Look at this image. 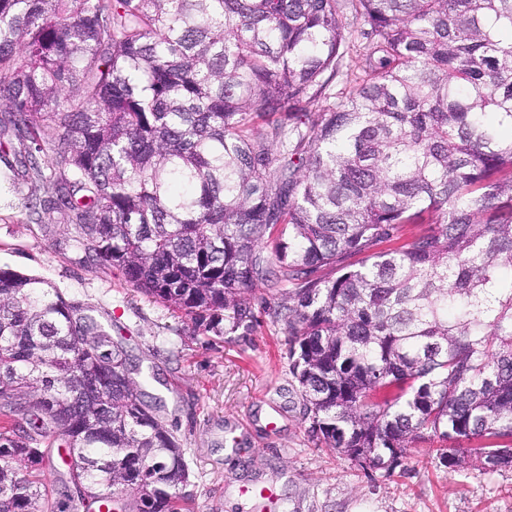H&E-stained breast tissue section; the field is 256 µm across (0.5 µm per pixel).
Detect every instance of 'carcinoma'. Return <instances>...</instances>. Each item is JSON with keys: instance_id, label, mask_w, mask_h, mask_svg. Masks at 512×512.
Returning <instances> with one entry per match:
<instances>
[{"instance_id": "cac0c4a2", "label": "carcinoma", "mask_w": 512, "mask_h": 512, "mask_svg": "<svg viewBox=\"0 0 512 512\" xmlns=\"http://www.w3.org/2000/svg\"><path fill=\"white\" fill-rule=\"evenodd\" d=\"M343 2L0 0V132L71 247L204 331L249 335L277 286L324 447L512 468V0H350L356 32ZM152 379L95 309L0 267V512H186ZM58 448L60 453H58ZM48 451L49 461L46 460L42 478L48 485H55L56 479L59 477V475L66 473L67 470V467L64 463L67 448L57 447L56 443L52 448H48Z\"/></svg>"}]
</instances>
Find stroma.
<instances>
[{"instance_id":"stroma-1","label":"stroma","mask_w":512,"mask_h":512,"mask_svg":"<svg viewBox=\"0 0 512 512\" xmlns=\"http://www.w3.org/2000/svg\"><path fill=\"white\" fill-rule=\"evenodd\" d=\"M30 187L0 161V266L51 282L66 297L106 313L114 344L157 378L162 415L189 469L181 492L192 512H256L235 485H274V512H512V469L490 471L478 458L440 464L436 441L409 449L393 474L316 446L289 372L288 338L266 311L272 293L251 299V335L224 342L129 288L69 246L73 229L56 212L35 220Z\"/></svg>"}]
</instances>
